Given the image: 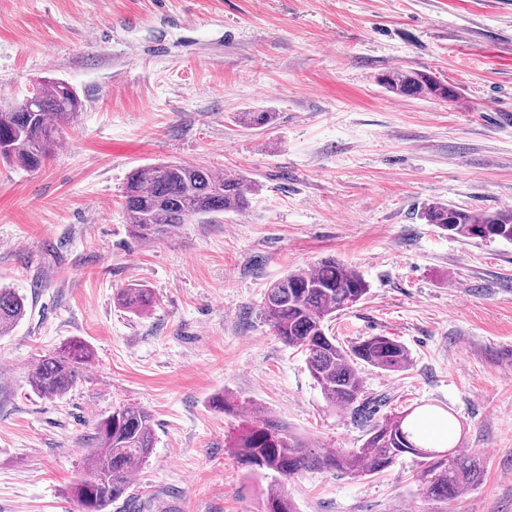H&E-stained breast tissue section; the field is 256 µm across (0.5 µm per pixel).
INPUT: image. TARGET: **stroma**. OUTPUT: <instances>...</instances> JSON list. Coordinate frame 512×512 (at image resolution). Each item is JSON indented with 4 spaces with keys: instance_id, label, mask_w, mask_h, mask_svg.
Returning a JSON list of instances; mask_svg holds the SVG:
<instances>
[{
    "instance_id": "1",
    "label": "stroma",
    "mask_w": 512,
    "mask_h": 512,
    "mask_svg": "<svg viewBox=\"0 0 512 512\" xmlns=\"http://www.w3.org/2000/svg\"><path fill=\"white\" fill-rule=\"evenodd\" d=\"M412 69L455 100L378 82ZM45 78L83 109L43 168L0 166V287L27 302L0 336V512H80L95 425L121 405L151 413L155 445L109 512H260L267 480L234 448L255 406L313 450L361 447L366 423L327 405L263 315L272 282L326 258L369 285L330 335L410 357L361 365L374 420L447 414L440 446L484 477L435 501L410 455L361 479L312 469L287 483L297 512H512V242L420 217L512 208V0H0V94ZM258 111L272 122L237 120ZM171 161L254 181L250 208L136 238L126 178ZM132 283L148 313L118 304ZM74 339L92 351L77 382L34 392L30 370ZM117 302L123 308L134 313L148 311L155 304L150 288L138 284H131L127 288H123L117 295Z\"/></svg>"
}]
</instances>
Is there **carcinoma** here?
<instances>
[{
	"label": "carcinoma",
	"instance_id": "obj_1",
	"mask_svg": "<svg viewBox=\"0 0 512 512\" xmlns=\"http://www.w3.org/2000/svg\"><path fill=\"white\" fill-rule=\"evenodd\" d=\"M391 92L412 98L446 101L454 97L448 83L418 70L389 71L381 78ZM83 108L73 88L61 80L44 81L22 99L0 108V161L28 171L39 169L58 148L64 126L77 121ZM271 112H242L239 120L261 128L272 120ZM256 184L243 177H225L185 163L146 165L132 171L124 187V208L134 235L158 241L178 226L224 212L242 213L249 208ZM422 218L453 236L483 241L512 242V210L477 211L433 202ZM369 285L356 270L335 260H325L310 271H292L266 290L263 314L284 344L305 352L311 376L327 404L365 412L363 380L357 369L362 361L384 371H404L410 357L403 345L387 336H372L350 349L326 333L327 322L355 306ZM123 308L143 313L155 304L150 289L131 284L117 295ZM26 314V299L11 288H0V335L10 333ZM91 359L81 341L42 356L29 375L31 388L44 396L60 397L73 385ZM255 420L241 434L239 460L274 479L263 499V512H296L285 481L303 470L334 469L353 478L377 474L397 457L410 454L423 466L424 494L450 500L479 484L483 460L450 448L448 458L423 456L428 447L419 428L407 418L413 411L371 424L363 447L351 451H314L288 425L260 407ZM154 448L152 416L144 408L120 406L101 419L94 433V451L84 477L73 493L81 508L105 512L124 497L132 472Z\"/></svg>",
	"mask_w": 512,
	"mask_h": 512
}]
</instances>
